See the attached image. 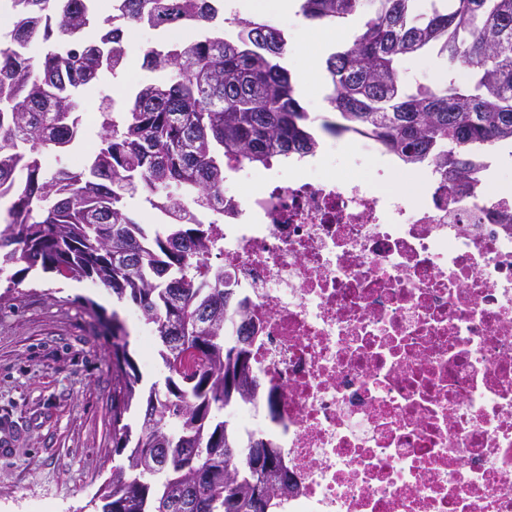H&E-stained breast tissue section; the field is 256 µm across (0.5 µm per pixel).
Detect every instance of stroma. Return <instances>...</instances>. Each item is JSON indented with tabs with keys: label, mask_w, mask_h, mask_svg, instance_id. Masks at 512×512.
I'll return each mask as SVG.
<instances>
[{
	"label": "stroma",
	"mask_w": 512,
	"mask_h": 512,
	"mask_svg": "<svg viewBox=\"0 0 512 512\" xmlns=\"http://www.w3.org/2000/svg\"><path fill=\"white\" fill-rule=\"evenodd\" d=\"M288 37V51L300 65L321 66L317 40L297 32L292 15L273 17ZM436 54L400 66L410 88L454 78ZM131 54L118 76L102 81L120 104H129L140 83L165 79ZM0 272V422L13 432L0 454V512H80L100 491L120 462L112 454L111 338L91 314L119 312L130 336L144 384L163 382L165 369L153 342V325L139 310L117 304L111 292L91 280L75 281L33 268L18 286Z\"/></svg>",
	"instance_id": "stroma-1"
}]
</instances>
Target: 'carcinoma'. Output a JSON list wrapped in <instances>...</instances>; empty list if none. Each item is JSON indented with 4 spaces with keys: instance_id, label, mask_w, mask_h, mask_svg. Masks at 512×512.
<instances>
[{
    "instance_id": "obj_1",
    "label": "carcinoma",
    "mask_w": 512,
    "mask_h": 512,
    "mask_svg": "<svg viewBox=\"0 0 512 512\" xmlns=\"http://www.w3.org/2000/svg\"><path fill=\"white\" fill-rule=\"evenodd\" d=\"M0 0L12 18L0 50V198L12 196L0 228V267L39 266L67 279H90L153 325L167 371L164 389L140 387L129 334L112 312V470L95 512H279L288 469L257 439L239 446L224 410L257 387L253 336L224 337L243 311L213 266L216 233L199 221L224 191V160L265 165L314 152L319 141L289 70L285 33L246 20L237 37L215 30L188 43L143 51L142 66L168 71L137 87L124 111L103 95L100 148L80 171L46 173L40 156L78 138L77 94L117 75L132 47L127 30L161 34L211 25L224 0ZM415 0H301L314 24L362 19L363 33L326 59L335 118L327 134L367 132L405 165L430 159L448 179L469 178L472 160L512 143V0H448L428 14ZM430 50L469 73L435 87L406 89L398 64ZM172 191L169 224H140L125 197Z\"/></svg>"
}]
</instances>
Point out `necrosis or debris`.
Listing matches in <instances>:
<instances>
[{"instance_id": "4bbe7bcc", "label": "necrosis or debris", "mask_w": 512, "mask_h": 512, "mask_svg": "<svg viewBox=\"0 0 512 512\" xmlns=\"http://www.w3.org/2000/svg\"><path fill=\"white\" fill-rule=\"evenodd\" d=\"M269 168L232 162L207 220L246 300L224 333L259 335L232 422L280 452L284 512H512V190Z\"/></svg>"}]
</instances>
